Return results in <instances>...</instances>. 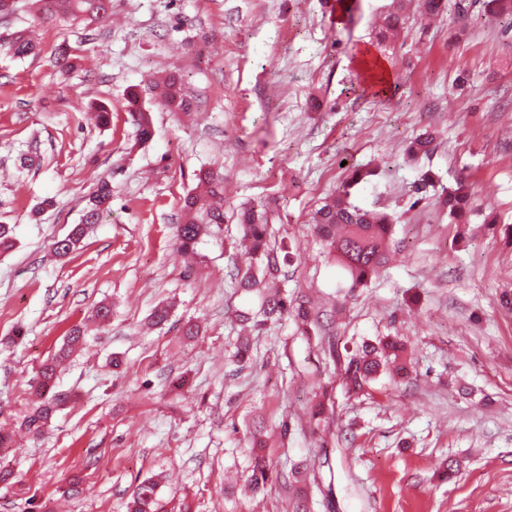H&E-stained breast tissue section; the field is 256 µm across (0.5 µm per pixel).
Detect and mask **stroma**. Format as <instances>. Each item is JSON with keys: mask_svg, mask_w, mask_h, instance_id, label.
Masks as SVG:
<instances>
[{"mask_svg": "<svg viewBox=\"0 0 512 512\" xmlns=\"http://www.w3.org/2000/svg\"><path fill=\"white\" fill-rule=\"evenodd\" d=\"M484 0L433 20L413 0H112L110 19H39L16 0L0 19V425L16 426L37 371L83 323L64 365L65 400L42 436L0 448V512H127L146 477L165 512H512V25ZM400 10L401 38L381 46L378 21ZM32 30L38 51L9 52ZM74 66L58 68V48ZM378 61L387 84L362 80ZM183 78L194 110L151 107L138 143L130 86ZM112 112L108 128L87 111ZM436 150L408 164L423 129ZM374 176L350 200L395 219L401 247L381 275L345 295L341 270L310 230L355 167ZM224 177V231L186 270L174 243L181 199L200 168ZM434 187L416 198L424 172ZM474 187L463 217L442 199L458 176ZM112 203L68 257L51 245L80 223L100 180ZM264 200L277 242L295 259L285 289L319 319L269 325L235 370V310L255 296L229 288L236 211ZM106 324L92 322L99 302ZM175 305L165 326L153 308ZM198 320L200 335L179 324ZM394 336L408 378L381 374L350 395L321 348ZM333 415L313 425L324 388ZM289 432H282V423ZM263 428L276 465L265 491L244 489L247 435ZM455 460L460 470L448 475Z\"/></svg>", "mask_w": 512, "mask_h": 512, "instance_id": "1", "label": "stroma"}]
</instances>
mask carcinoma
Masks as SVG:
<instances>
[{"label": "carcinoma", "instance_id": "1", "mask_svg": "<svg viewBox=\"0 0 512 512\" xmlns=\"http://www.w3.org/2000/svg\"><path fill=\"white\" fill-rule=\"evenodd\" d=\"M42 18L53 20L60 15L82 16L86 20H103L112 15V0H42ZM403 18L397 12L387 14L379 24L380 42L386 43L397 37ZM36 48L33 39L19 35L9 44V51L16 57H25ZM159 93L172 112L184 115L194 111L189 98L181 92L179 77L169 75L164 89L149 87L134 88L126 94L127 112L136 127L138 139L146 141L151 136L150 113L145 107L146 95ZM435 135L427 131L420 134L407 148V156L414 160L427 155L434 149ZM372 175V171L355 169L349 183L324 199L315 211L312 223L314 232L333 256L336 265L345 273L349 288L365 286L380 275L389 263L390 240L393 218L380 210H368L352 205L348 201L349 188ZM198 183L206 190L198 193L189 191L182 201L183 221L176 226V246L181 253L193 254L201 237L224 224V179L210 170L196 174ZM471 198L470 186L460 181L457 188L448 192L443 204L449 214H462ZM112 202V184L101 180L90 197L83 222L74 226L63 239L52 244L53 252L64 257L76 250L85 237L87 227L97 223ZM236 220L242 230V238L248 243L249 262L234 265L230 273V287L246 293H254L259 299L255 310L241 311L237 320L261 331L269 323H278L293 316L308 324L310 312L305 302L297 301L277 286L282 266L291 262L290 253L270 243V210L263 201L253 202L236 213ZM85 330L80 324L67 331V343L55 356L40 367L35 387L37 400L25 411L20 427L26 432L39 435L58 410L60 395L53 392L61 366L71 356L75 346L84 340ZM402 344L395 338L387 337L377 342H363L345 358L336 354L334 344H328V353L333 361L342 365V383L345 393L355 394L364 390L379 374L392 371L399 376L409 375L407 366L398 362ZM252 443L255 450L251 456L250 470L246 477L247 487L252 491L265 488L273 467L271 459L262 453L261 430L254 429ZM127 512H162L159 499V484L145 478L135 487Z\"/></svg>", "mask_w": 512, "mask_h": 512}]
</instances>
